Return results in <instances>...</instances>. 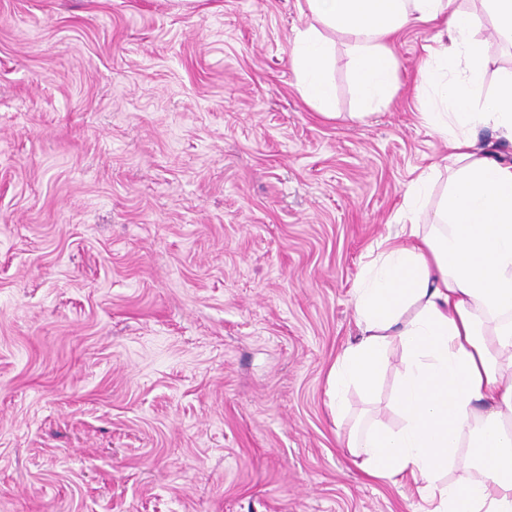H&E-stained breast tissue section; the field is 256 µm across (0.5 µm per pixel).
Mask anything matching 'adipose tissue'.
<instances>
[{
    "label": "adipose tissue",
    "instance_id": "adipose-tissue-1",
    "mask_svg": "<svg viewBox=\"0 0 512 512\" xmlns=\"http://www.w3.org/2000/svg\"><path fill=\"white\" fill-rule=\"evenodd\" d=\"M313 19L298 30L291 67L302 98L330 114L331 28L350 40V75L365 115L391 90L396 61L387 42L411 24L438 25L427 52L439 111L431 123L448 141L450 169L434 221H419L425 171L407 216L358 280L361 331L331 370L332 393L349 383L372 392L390 340L405 371L394 398L398 428L372 426L358 441L361 467L397 483L426 482L430 512H512V163L479 153L472 132L492 128L512 142V74L476 95L485 67L474 17L452 0H304ZM467 79H457L459 69ZM475 463L460 484L437 485L458 449Z\"/></svg>",
    "mask_w": 512,
    "mask_h": 512
}]
</instances>
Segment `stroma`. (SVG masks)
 Wrapping results in <instances>:
<instances>
[{
	"instance_id": "obj_1",
	"label": "stroma",
	"mask_w": 512,
	"mask_h": 512,
	"mask_svg": "<svg viewBox=\"0 0 512 512\" xmlns=\"http://www.w3.org/2000/svg\"><path fill=\"white\" fill-rule=\"evenodd\" d=\"M479 90L512 72L481 0ZM298 0H0V512H426L359 466L395 427L401 350L374 396L328 377L354 290L445 167L410 25L388 100L334 118L296 88Z\"/></svg>"
}]
</instances>
